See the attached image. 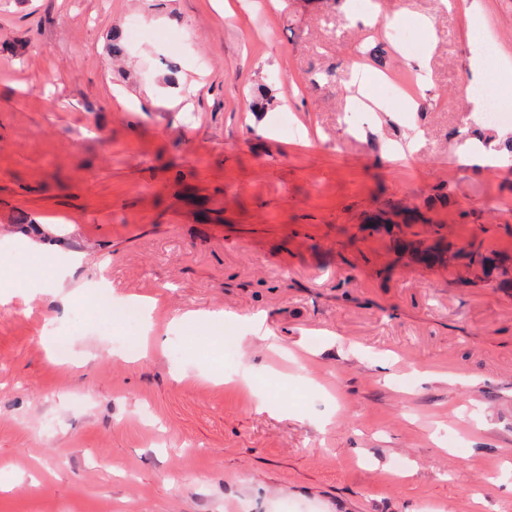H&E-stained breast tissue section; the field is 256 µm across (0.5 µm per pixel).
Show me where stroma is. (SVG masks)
<instances>
[{
  "label": "stroma",
  "instance_id": "1",
  "mask_svg": "<svg viewBox=\"0 0 512 512\" xmlns=\"http://www.w3.org/2000/svg\"><path fill=\"white\" fill-rule=\"evenodd\" d=\"M231 2L0 7V256L24 215L47 249L14 269L77 250L70 286L156 300L136 360L122 320L73 334L80 301L0 306V512H512V284L456 254L512 267V160L454 153L492 130L466 87L478 41L512 58V0Z\"/></svg>",
  "mask_w": 512,
  "mask_h": 512
}]
</instances>
